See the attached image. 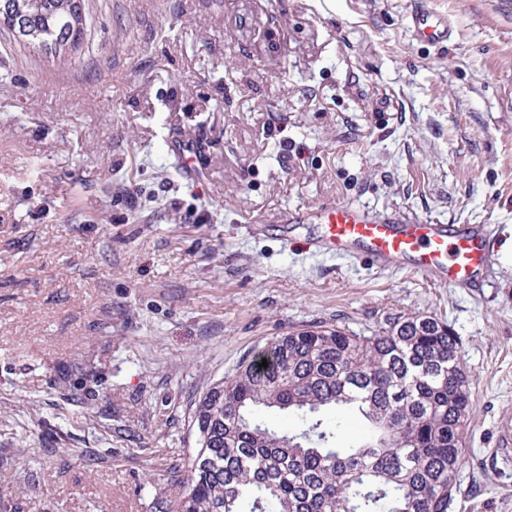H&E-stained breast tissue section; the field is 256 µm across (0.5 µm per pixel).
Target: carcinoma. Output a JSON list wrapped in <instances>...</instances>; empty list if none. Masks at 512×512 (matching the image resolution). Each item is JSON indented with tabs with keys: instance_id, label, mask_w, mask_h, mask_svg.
I'll return each instance as SVG.
<instances>
[{
	"instance_id": "1",
	"label": "carcinoma",
	"mask_w": 512,
	"mask_h": 512,
	"mask_svg": "<svg viewBox=\"0 0 512 512\" xmlns=\"http://www.w3.org/2000/svg\"><path fill=\"white\" fill-rule=\"evenodd\" d=\"M0 27L65 61L87 19L83 0H0ZM461 348L428 315L272 337L195 402L181 493L155 512H449L472 406Z\"/></svg>"
}]
</instances>
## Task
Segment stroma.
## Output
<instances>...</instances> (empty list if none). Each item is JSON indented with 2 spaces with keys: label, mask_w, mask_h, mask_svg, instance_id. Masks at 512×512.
<instances>
[{
  "label": "stroma",
  "mask_w": 512,
  "mask_h": 512,
  "mask_svg": "<svg viewBox=\"0 0 512 512\" xmlns=\"http://www.w3.org/2000/svg\"><path fill=\"white\" fill-rule=\"evenodd\" d=\"M81 50L0 34V512H154L196 446L195 400L273 336L430 315L474 398L452 512H512V4L84 0ZM199 139L184 178L168 133ZM141 191L129 209L125 191ZM353 202L488 224L498 264L458 288L314 256L285 210ZM409 35L416 43L447 46L454 39L448 14L434 11L421 4L414 7L408 17Z\"/></svg>",
  "instance_id": "1"
}]
</instances>
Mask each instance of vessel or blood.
Wrapping results in <instances>:
<instances>
[{
  "mask_svg": "<svg viewBox=\"0 0 512 512\" xmlns=\"http://www.w3.org/2000/svg\"><path fill=\"white\" fill-rule=\"evenodd\" d=\"M408 30L411 39L421 44L445 46L454 39L447 14L422 4L411 10ZM168 147L183 174L192 179L203 175L199 142L173 137ZM276 221L313 225L315 234L307 240L309 250L361 255L382 266L400 263L462 288L481 280L493 263V251L480 224L422 223L405 213H380L352 203L287 211Z\"/></svg>",
  "mask_w": 512,
  "mask_h": 512,
  "instance_id": "1",
  "label": "vessel or blood"
}]
</instances>
